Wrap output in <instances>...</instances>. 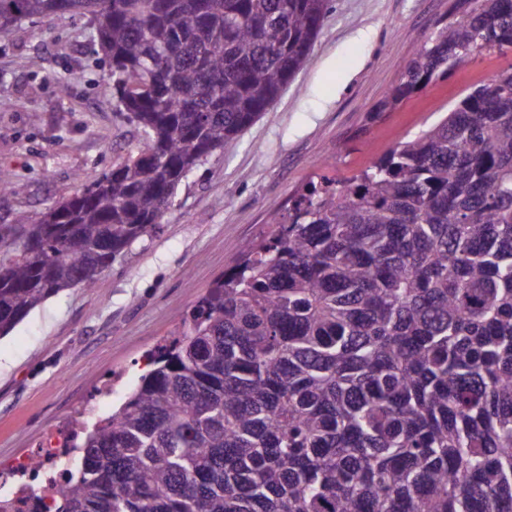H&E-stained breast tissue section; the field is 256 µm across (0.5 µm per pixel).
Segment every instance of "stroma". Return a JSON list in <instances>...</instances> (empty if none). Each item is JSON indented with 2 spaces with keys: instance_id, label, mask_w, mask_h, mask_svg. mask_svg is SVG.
<instances>
[{
  "instance_id": "stroma-1",
  "label": "stroma",
  "mask_w": 512,
  "mask_h": 512,
  "mask_svg": "<svg viewBox=\"0 0 512 512\" xmlns=\"http://www.w3.org/2000/svg\"><path fill=\"white\" fill-rule=\"evenodd\" d=\"M450 0H332L304 67L238 137L179 186L151 232L94 288L74 287L0 339V464L33 457L42 436L81 410L119 407L148 356L195 302L274 231L319 175L344 181L436 121L471 85L512 67V51L476 57L390 112L378 111ZM88 18L27 21L0 33V224L36 223L91 188L141 141L102 89L108 71Z\"/></svg>"
}]
</instances>
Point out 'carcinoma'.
<instances>
[{"mask_svg":"<svg viewBox=\"0 0 512 512\" xmlns=\"http://www.w3.org/2000/svg\"><path fill=\"white\" fill-rule=\"evenodd\" d=\"M331 0H0V30L83 15L143 133L35 224L0 225V337L93 288L181 183L304 66ZM512 0H453L378 111L490 50ZM190 312L80 428L53 512H512V67L338 186Z\"/></svg>","mask_w":512,"mask_h":512,"instance_id":"1","label":"carcinoma"}]
</instances>
